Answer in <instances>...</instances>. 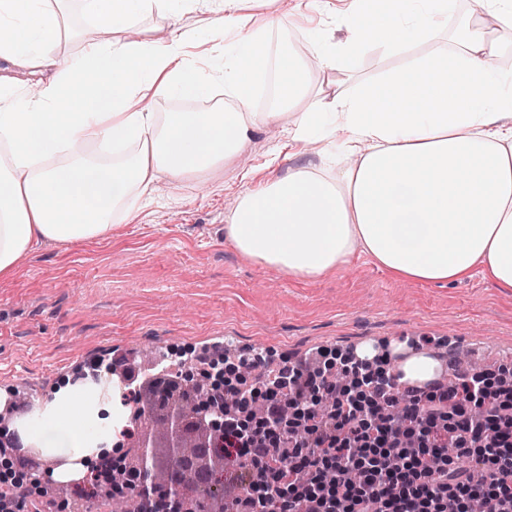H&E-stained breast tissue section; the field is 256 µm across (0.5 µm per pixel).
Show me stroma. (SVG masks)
Here are the masks:
<instances>
[{
  "label": "stroma",
  "mask_w": 512,
  "mask_h": 512,
  "mask_svg": "<svg viewBox=\"0 0 512 512\" xmlns=\"http://www.w3.org/2000/svg\"><path fill=\"white\" fill-rule=\"evenodd\" d=\"M273 18L274 49L333 30L304 0H277ZM281 143L280 126L266 127L241 168L161 185L112 240L33 244L0 278V392L23 389L40 404L92 361L216 340L269 352L271 368L321 348L410 340L466 353L485 372L512 362V291L482 278L421 284L359 259L300 283L238 252L224 225L245 188L241 170L260 169Z\"/></svg>",
  "instance_id": "obj_1"
}]
</instances>
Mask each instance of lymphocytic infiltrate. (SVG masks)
<instances>
[{
  "label": "lymphocytic infiltrate",
  "mask_w": 512,
  "mask_h": 512,
  "mask_svg": "<svg viewBox=\"0 0 512 512\" xmlns=\"http://www.w3.org/2000/svg\"><path fill=\"white\" fill-rule=\"evenodd\" d=\"M338 365L355 388L333 381ZM492 385L478 372L451 387L403 391L388 355L337 363L323 350L313 369L296 363L255 382L201 388L217 404L262 399L259 426L244 429L228 412L207 442L223 449L239 488L224 512H469L476 497L485 512H512V396ZM292 407L305 422L287 430ZM351 469L358 483L346 482Z\"/></svg>",
  "instance_id": "obj_1"
}]
</instances>
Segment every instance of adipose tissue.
<instances>
[{
	"label": "adipose tissue",
	"mask_w": 512,
	"mask_h": 512,
	"mask_svg": "<svg viewBox=\"0 0 512 512\" xmlns=\"http://www.w3.org/2000/svg\"><path fill=\"white\" fill-rule=\"evenodd\" d=\"M274 2L0 0V278L35 241L111 239L160 181L222 173L287 108L291 165L248 183L227 216L241 254L303 282L365 258L396 279L512 289V71L495 67L508 45L493 36L512 29V0H473L476 20L448 42L457 0L327 2L343 37L275 55ZM183 11L204 16L209 66ZM371 50L401 62L356 79ZM315 69L336 82L310 92ZM272 71L276 98L255 111ZM217 86L210 111L157 109ZM99 392L63 384L15 422L23 447L57 460L55 479L82 475L122 426Z\"/></svg>",
	"instance_id": "1"
}]
</instances>
